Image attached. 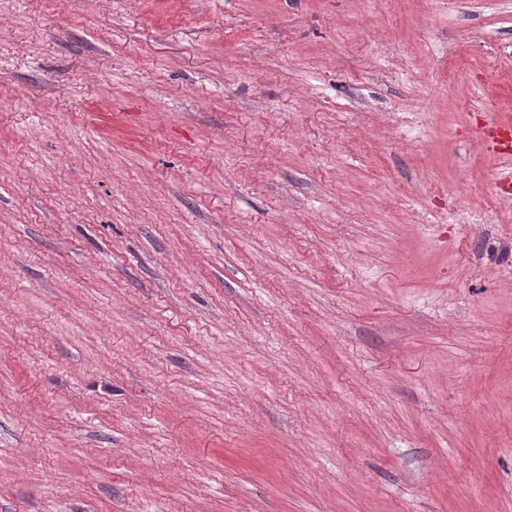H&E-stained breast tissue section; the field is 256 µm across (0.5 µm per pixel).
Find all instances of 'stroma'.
<instances>
[{
	"instance_id": "1",
	"label": "stroma",
	"mask_w": 512,
	"mask_h": 512,
	"mask_svg": "<svg viewBox=\"0 0 512 512\" xmlns=\"http://www.w3.org/2000/svg\"><path fill=\"white\" fill-rule=\"evenodd\" d=\"M512 0H0V512H512Z\"/></svg>"
}]
</instances>
